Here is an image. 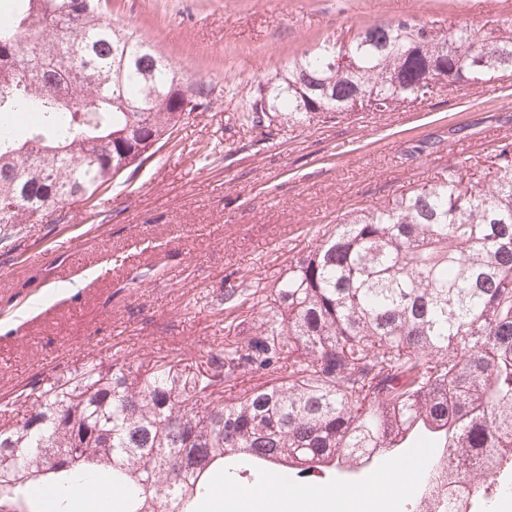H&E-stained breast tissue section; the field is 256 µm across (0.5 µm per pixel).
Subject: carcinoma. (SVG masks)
<instances>
[{"mask_svg":"<svg viewBox=\"0 0 512 512\" xmlns=\"http://www.w3.org/2000/svg\"><path fill=\"white\" fill-rule=\"evenodd\" d=\"M512 76V28L434 31L398 19L289 59L255 105L287 125L376 112L437 86ZM207 87L98 0H15L0 21V243L48 209L93 203L166 143ZM235 315L204 354L67 370L0 419V512H73L105 478L122 512H199L215 476H355L426 440L450 471H512V143L452 161L388 202L355 208L280 275L224 281ZM249 377L263 383L239 387Z\"/></svg>","mask_w":512,"mask_h":512,"instance_id":"cac0c4a2","label":"carcinoma"}]
</instances>
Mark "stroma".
I'll return each mask as SVG.
<instances>
[{
  "label": "stroma",
  "mask_w": 512,
  "mask_h": 512,
  "mask_svg": "<svg viewBox=\"0 0 512 512\" xmlns=\"http://www.w3.org/2000/svg\"><path fill=\"white\" fill-rule=\"evenodd\" d=\"M401 18L476 27L512 20V0H112L113 22L210 94L94 207L73 205L65 226L47 215L0 248V405L66 369L200 354L224 318L207 298L224 277L285 270L350 209L512 143V83L499 81L304 127L254 112L288 58Z\"/></svg>",
  "instance_id": "obj_1"
}]
</instances>
